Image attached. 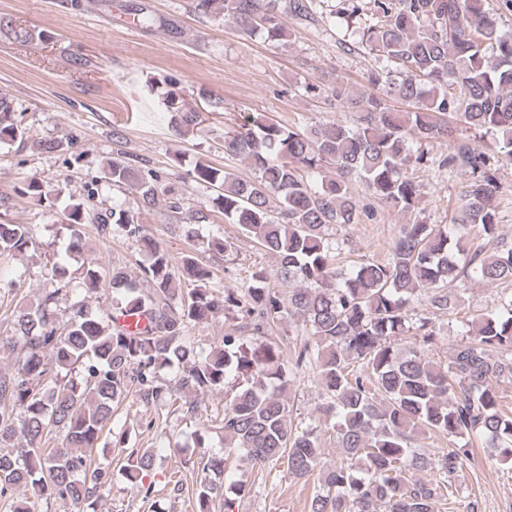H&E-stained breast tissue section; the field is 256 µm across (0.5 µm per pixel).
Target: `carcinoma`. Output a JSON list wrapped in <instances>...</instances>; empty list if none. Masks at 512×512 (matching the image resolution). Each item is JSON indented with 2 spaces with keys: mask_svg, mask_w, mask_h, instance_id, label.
I'll list each match as a JSON object with an SVG mask.
<instances>
[{
  "mask_svg": "<svg viewBox=\"0 0 512 512\" xmlns=\"http://www.w3.org/2000/svg\"><path fill=\"white\" fill-rule=\"evenodd\" d=\"M205 17L225 18L246 34L270 40L286 36L279 0H196ZM376 23L363 32L369 50L396 69L372 74L368 86L338 85L331 96L350 112L355 126L322 124L310 131L250 114L224 133V152L247 160L251 180L197 158L183 182H205L216 196L191 215L206 223L218 213L275 260L272 272L252 271L248 281L217 286L208 255L230 253V237L195 241L172 263L151 233L148 216L159 204L177 213L182 196L157 171L124 152L103 166L106 182L137 194L138 211L121 207L99 213L69 197L63 209L68 255L81 253L83 226L107 238L112 226L135 242L146 260L139 275L149 284L135 294L126 268L105 269L86 259L76 269L47 260L49 287L34 302L18 301L11 334L0 351L13 367L0 371V512H37L36 502L84 505L102 497L112 476L94 461L104 431H112V406L135 391L147 405L181 393L224 389L239 382L224 404L220 428L224 453L209 457L195 485L198 512H210L224 486L226 455L239 453L262 467L282 466L303 479L318 466L321 448L314 430L292 423L288 390L297 373L318 372L321 410L336 419V447L350 463L321 473L310 512H434L440 498H454L452 478L477 440L512 464V412L502 408L489 380L512 373V296L502 309L473 321L468 340L446 363L423 345L433 343L434 318L456 308L459 291L473 281L512 282V242L498 238L496 165L512 161V33L500 29L485 0H373ZM0 34L26 42L28 31L0 18ZM409 106H388L372 88ZM169 125L184 140L201 131L203 113L171 89L165 97ZM493 136L482 149L464 136ZM448 142L437 168L468 174L466 191L449 225L416 221L400 225L384 260L361 262L351 272L336 269L328 230L357 224L361 210L350 192L364 181L377 203L413 213L420 191L408 176L428 164L423 142ZM18 142L54 152L70 140L37 139L22 126L12 101L0 97V143ZM24 194L52 212L63 188L31 178ZM36 245L31 224L0 223V260ZM78 274L88 290L109 288L112 308L92 313L82 302L59 321L62 286ZM289 288L288 297L270 278ZM421 300L427 315L412 317ZM234 312L240 323L224 332L223 344L205 353L190 332L204 321ZM300 328L289 356L266 339L284 322ZM423 429L448 440L432 461L412 447ZM145 449L125 464L130 480L152 469ZM436 470L438 477L418 474ZM32 491L20 497L16 491Z\"/></svg>",
  "mask_w": 512,
  "mask_h": 512,
  "instance_id": "carcinoma-1",
  "label": "carcinoma"
}]
</instances>
